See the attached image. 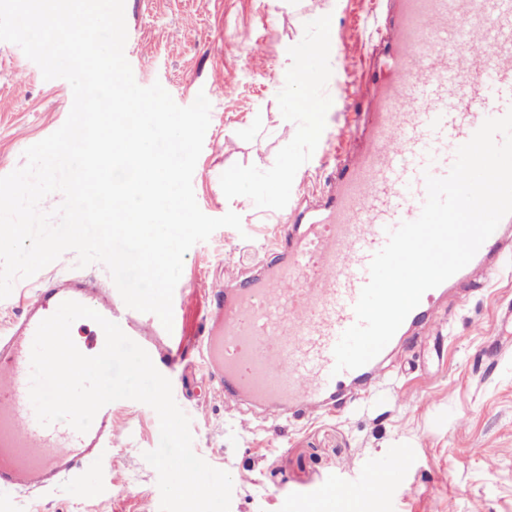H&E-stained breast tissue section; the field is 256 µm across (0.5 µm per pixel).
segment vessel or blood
Listing matches in <instances>:
<instances>
[{
  "instance_id": "b4317fda",
  "label": "vessel or blood",
  "mask_w": 512,
  "mask_h": 512,
  "mask_svg": "<svg viewBox=\"0 0 512 512\" xmlns=\"http://www.w3.org/2000/svg\"><path fill=\"white\" fill-rule=\"evenodd\" d=\"M384 40L368 124L358 149L338 164L330 194L299 202L293 225H277L275 260L231 291L210 289L194 335L185 332L181 307L168 330L156 315L127 307L118 290L89 279H51L35 289L0 336V488L52 489L112 446L111 406L81 434L63 421L40 424L29 399L36 329L67 300L118 323L160 373L199 357L209 383L234 399L311 418L366 398L381 358L338 373L334 347L357 321L354 306L388 230L419 216L425 174L447 175L457 148L484 120L512 110V0H394ZM475 45L486 47L483 57L470 55ZM511 252L512 214L468 265L423 294L393 343L425 324L444 290L473 288L477 271L492 274ZM406 464L395 454L360 484L326 482L315 495L288 499L286 512H310L315 498L385 495Z\"/></svg>"
}]
</instances>
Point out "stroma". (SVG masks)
Segmentation results:
<instances>
[{
  "mask_svg": "<svg viewBox=\"0 0 512 512\" xmlns=\"http://www.w3.org/2000/svg\"><path fill=\"white\" fill-rule=\"evenodd\" d=\"M386 0H125V56L140 86L161 85L181 106L205 93L211 103L192 185L211 217L236 210L241 229L222 227L191 247L174 297L196 326L210 286L231 287L272 252L276 225L299 199L327 194L328 159L345 154L365 122L370 75L382 48ZM330 45L314 85L285 70L290 46L319 38ZM330 88L323 130L304 128L309 110L297 95ZM73 103L70 84L44 80L15 44L0 41V176L24 163L29 146L58 130ZM246 173L252 207L224 196V179ZM81 276L112 287L106 267H78L69 251L34 276L16 280L0 300V328L53 277ZM512 306V255L464 299L446 297L423 328L422 343L398 345L378 388L353 410L276 418L231 402L186 359L174 398L191 414L193 450L227 471L230 512H283L286 497L324 481L358 483L373 462L403 452L408 467L385 497L318 512H512V354L489 367L479 350L493 344L501 312ZM112 447L55 491L0 492V512H159L156 470L143 458L157 447L159 420L149 406H112Z\"/></svg>",
  "mask_w": 512,
  "mask_h": 512,
  "instance_id": "obj_1",
  "label": "stroma"
}]
</instances>
